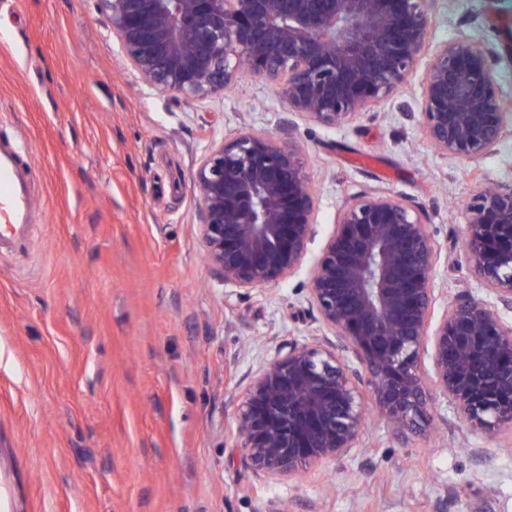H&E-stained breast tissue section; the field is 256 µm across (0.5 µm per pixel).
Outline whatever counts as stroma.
Returning a JSON list of instances; mask_svg holds the SVG:
<instances>
[{
    "mask_svg": "<svg viewBox=\"0 0 512 512\" xmlns=\"http://www.w3.org/2000/svg\"><path fill=\"white\" fill-rule=\"evenodd\" d=\"M461 30L495 48L512 100V0H438L431 43ZM418 93L333 128L246 72L175 99L139 82L96 0H0V140L22 141L34 200L32 240L0 248V512H512V429L469 430L440 401L427 434L400 440L372 419L351 456L291 479L235 446L250 379L278 343L323 329L308 269L249 292L214 279L195 161L245 130L291 134L317 194L312 260L352 195L422 207L440 313L468 283L466 202L512 182V131L479 164L443 158L411 117Z\"/></svg>",
    "mask_w": 512,
    "mask_h": 512,
    "instance_id": "1",
    "label": "stroma"
}]
</instances>
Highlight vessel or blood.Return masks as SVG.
Segmentation results:
<instances>
[{"label":"vessel or blood","mask_w":512,"mask_h":512,"mask_svg":"<svg viewBox=\"0 0 512 512\" xmlns=\"http://www.w3.org/2000/svg\"><path fill=\"white\" fill-rule=\"evenodd\" d=\"M31 212L27 170L20 162V146L0 141V242L30 240Z\"/></svg>","instance_id":"obj_1"}]
</instances>
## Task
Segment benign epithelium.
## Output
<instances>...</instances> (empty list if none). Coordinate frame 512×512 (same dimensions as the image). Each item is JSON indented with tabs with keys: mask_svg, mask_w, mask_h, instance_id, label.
I'll use <instances>...</instances> for the list:
<instances>
[{
	"mask_svg": "<svg viewBox=\"0 0 512 512\" xmlns=\"http://www.w3.org/2000/svg\"><path fill=\"white\" fill-rule=\"evenodd\" d=\"M127 65L183 100L224 92L242 71L278 87L288 111L334 127L406 87L421 59L419 122L442 157L478 164L512 113L494 50L463 30L432 45L435 0H97ZM197 237L212 274L243 290L304 265L317 196L301 150L273 133L211 143L192 173ZM469 278L435 315L440 248L418 206L354 195L309 275L327 333L284 343L236 408L235 447L268 478L350 456L367 403L398 439L436 398L474 431L512 424V182L466 204ZM428 360H423V354Z\"/></svg>",
	"mask_w": 512,
	"mask_h": 512,
	"instance_id": "7a95c632",
	"label": "benign epithelium"
}]
</instances>
